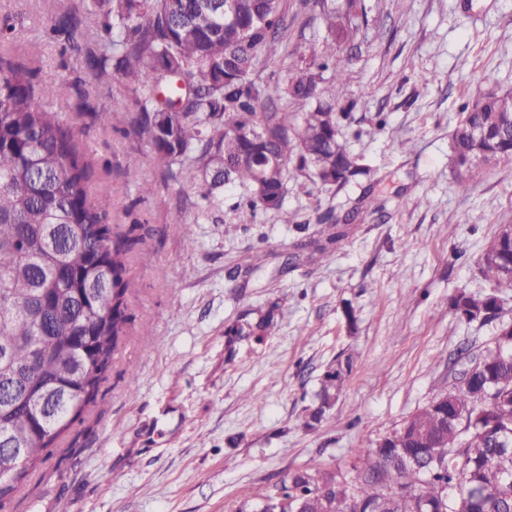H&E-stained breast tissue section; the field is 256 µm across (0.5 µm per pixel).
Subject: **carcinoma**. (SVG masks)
<instances>
[{
    "label": "carcinoma",
    "mask_w": 512,
    "mask_h": 512,
    "mask_svg": "<svg viewBox=\"0 0 512 512\" xmlns=\"http://www.w3.org/2000/svg\"><path fill=\"white\" fill-rule=\"evenodd\" d=\"M225 0H77L53 30L74 35L89 16L104 33L85 52L93 81L114 75L145 90L137 129L156 154L176 161L190 153L196 172L223 165L202 197L226 185L242 190L236 211L247 224L259 210H277L255 191L265 155L251 128L276 133L270 144L282 162L265 182L284 199L288 177L301 173L342 188L369 170L342 140L350 112L336 108L353 57L336 49L357 34L362 0H317L326 28L319 50L300 58L275 87L258 74L259 55L282 47L287 0H238L224 22ZM332 78L334 95L321 84ZM63 84L34 82L22 63L0 52V506L45 459L49 449L94 400L126 332L128 254L138 238L110 239L108 211L90 200L94 172L72 130L48 107ZM512 163V92L491 91L461 107L451 133L450 164L466 191L475 161ZM487 293L460 291L450 300L468 322L501 320L512 295V231L501 225L483 250ZM273 311H246L227 336H261ZM82 360L78 378L69 367ZM351 358H336L304 416L313 427L339 397ZM402 452L378 446L360 455L354 480L322 466L292 473L271 495L272 507L243 502L239 512H512V343L470 359L460 376L393 431Z\"/></svg>",
    "instance_id": "1"
}]
</instances>
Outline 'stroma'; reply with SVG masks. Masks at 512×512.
<instances>
[{"mask_svg":"<svg viewBox=\"0 0 512 512\" xmlns=\"http://www.w3.org/2000/svg\"><path fill=\"white\" fill-rule=\"evenodd\" d=\"M72 4L0 0V18L15 24L4 50L37 81L68 84L54 108L110 189L114 232L137 228L130 321L94 402L0 512H57L63 502L70 512H237L303 467L353 477L366 449L490 344L492 325L460 319L449 302L490 289L477 265L498 225L512 224V164L478 168L459 192L449 134L463 104L512 91V0H365L367 21L343 48L354 64L342 133L368 175L342 188L292 176L282 207L250 224L233 208L239 190L203 200L202 183H187L136 132L138 85L97 84L84 56L66 51L52 27ZM287 35V56L261 70L269 84L322 44L318 9L288 0ZM353 209L330 259L293 261L297 242ZM271 308L276 326L263 340L228 341L243 312ZM339 356L351 357L352 373L336 405L305 427Z\"/></svg>","mask_w":512,"mask_h":512,"instance_id":"obj_1","label":"stroma"}]
</instances>
